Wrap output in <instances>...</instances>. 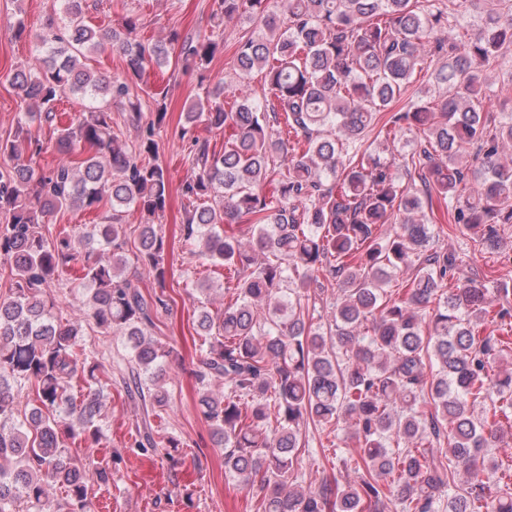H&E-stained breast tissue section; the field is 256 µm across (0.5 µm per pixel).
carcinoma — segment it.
Returning <instances> with one entry per match:
<instances>
[{"label": "carcinoma", "mask_w": 512, "mask_h": 512, "mask_svg": "<svg viewBox=\"0 0 512 512\" xmlns=\"http://www.w3.org/2000/svg\"><path fill=\"white\" fill-rule=\"evenodd\" d=\"M62 2L63 26L49 22L34 66L13 74L24 108L13 138L0 140V265L11 272L0 296V512H61L53 485L64 490L66 512H94L97 489L112 479L110 467L91 469L67 448L99 438L105 358L86 348L81 324L57 319L50 288L82 291L87 317L125 341L128 395L167 405L160 382L171 351L150 329L168 304L126 277L141 265L166 288L167 242L154 219L168 199L157 161L167 106L156 102L141 125L132 88L175 46L205 79L224 49L218 29L243 15L264 33L238 38L233 69L264 73L267 92H240L226 105L224 89L208 90L183 127L185 135L199 121L224 130L219 152L191 139L181 232L195 256L224 268L232 290L215 311L212 285L197 288L195 328L197 405L224 449L225 472L238 489L259 493L254 512H388L393 501L401 512H512V461L491 452L512 411V364L504 362L512 308L494 301L512 289L461 274L455 254L434 249L422 219L425 202L442 200L451 223L488 254L500 252L512 224V161L500 156L512 143V112H487L483 79L512 45V0H493L481 25L446 43L432 42L448 24L435 0H218L210 34L171 30L147 43L132 16L120 31L95 27L83 0ZM108 47L125 57L117 78L82 62ZM428 57L439 63L435 81L453 88L433 105L417 81ZM67 93L86 105L56 130L57 148L84 143L94 153L38 174L33 157L43 145L30 124L53 122ZM114 102L139 129L132 145L112 129ZM377 125L386 141L414 130L419 138L388 157L365 145ZM404 175L421 188L404 185ZM104 201L110 223L46 236L45 217ZM130 208L145 218L133 252L122 224ZM387 224L394 233L379 232ZM75 239L84 264L71 279L64 273L78 260ZM324 307L332 317L325 332L313 324ZM490 320L501 335L484 334ZM16 385L37 402L21 420ZM311 426L335 433L333 458L355 481L297 484L294 460ZM436 444L445 447L439 457ZM179 446L172 436L136 442L170 458Z\"/></svg>", "instance_id": "carcinoma-1"}]
</instances>
